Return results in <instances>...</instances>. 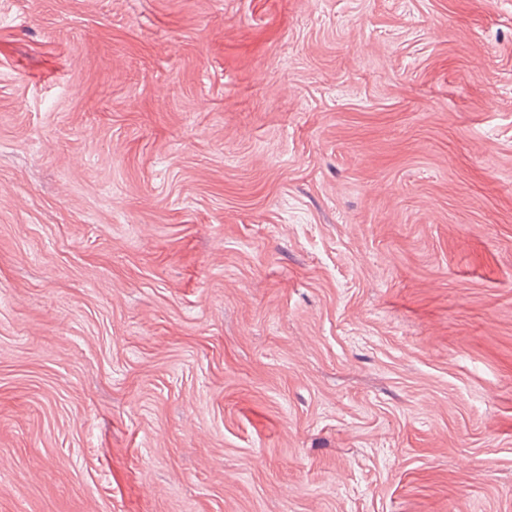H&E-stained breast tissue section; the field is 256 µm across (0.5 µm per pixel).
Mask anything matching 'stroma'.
<instances>
[{"label":"stroma","mask_w":512,"mask_h":512,"mask_svg":"<svg viewBox=\"0 0 512 512\" xmlns=\"http://www.w3.org/2000/svg\"><path fill=\"white\" fill-rule=\"evenodd\" d=\"M0 512H512V0H0Z\"/></svg>","instance_id":"stroma-1"}]
</instances>
